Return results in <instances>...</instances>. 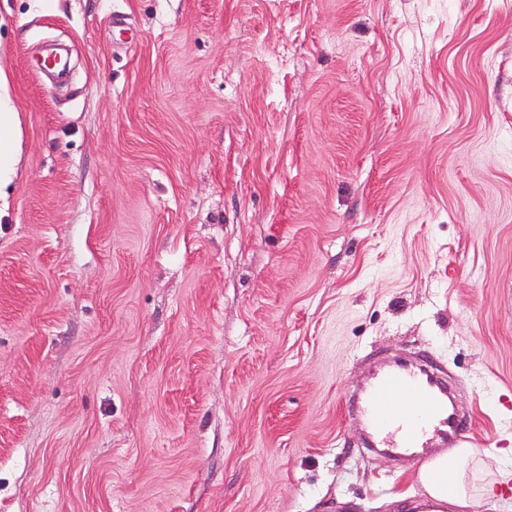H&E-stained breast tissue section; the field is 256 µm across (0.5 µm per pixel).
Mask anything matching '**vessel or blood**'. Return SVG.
<instances>
[{
  "mask_svg": "<svg viewBox=\"0 0 512 512\" xmlns=\"http://www.w3.org/2000/svg\"><path fill=\"white\" fill-rule=\"evenodd\" d=\"M449 396L447 380L429 360L391 358L368 374L356 410L371 447L417 463L429 449L466 441L464 420Z\"/></svg>",
  "mask_w": 512,
  "mask_h": 512,
  "instance_id": "1",
  "label": "vessel or blood"
}]
</instances>
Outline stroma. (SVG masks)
<instances>
[{"instance_id":"35a3bbf8","label":"stroma","mask_w":512,"mask_h":512,"mask_svg":"<svg viewBox=\"0 0 512 512\" xmlns=\"http://www.w3.org/2000/svg\"><path fill=\"white\" fill-rule=\"evenodd\" d=\"M0 512H422L380 357L512 464V0H0ZM16 116L0 108V189L11 180L14 162Z\"/></svg>"}]
</instances>
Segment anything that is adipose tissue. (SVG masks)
Masks as SVG:
<instances>
[{"mask_svg": "<svg viewBox=\"0 0 512 512\" xmlns=\"http://www.w3.org/2000/svg\"><path fill=\"white\" fill-rule=\"evenodd\" d=\"M482 453L476 448H456L432 457L418 472V481L426 496L437 503L464 508L478 504L480 497L468 482L471 472L482 469Z\"/></svg>", "mask_w": 512, "mask_h": 512, "instance_id": "1", "label": "adipose tissue"}]
</instances>
